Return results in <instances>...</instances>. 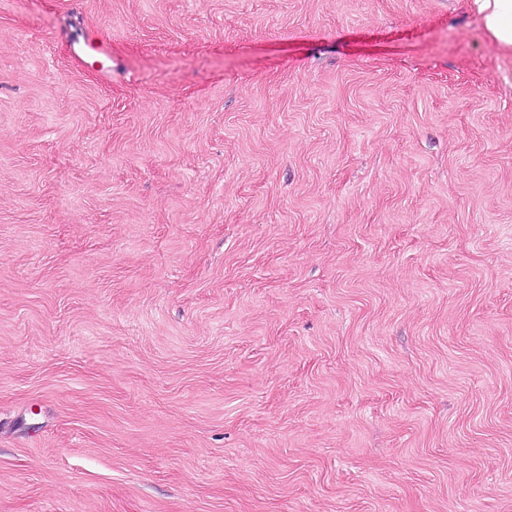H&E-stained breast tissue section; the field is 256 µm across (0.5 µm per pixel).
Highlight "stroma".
<instances>
[{"mask_svg":"<svg viewBox=\"0 0 512 512\" xmlns=\"http://www.w3.org/2000/svg\"><path fill=\"white\" fill-rule=\"evenodd\" d=\"M0 512H512L468 0H0Z\"/></svg>","mask_w":512,"mask_h":512,"instance_id":"stroma-1","label":"stroma"}]
</instances>
